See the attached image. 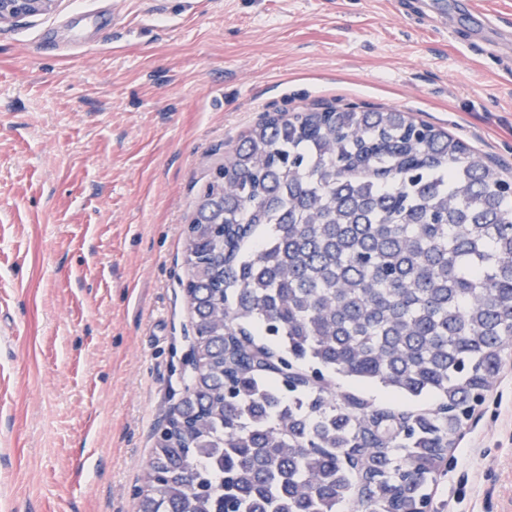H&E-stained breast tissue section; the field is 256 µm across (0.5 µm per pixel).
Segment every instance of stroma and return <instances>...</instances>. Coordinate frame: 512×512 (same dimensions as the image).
I'll return each mask as SVG.
<instances>
[{
    "mask_svg": "<svg viewBox=\"0 0 512 512\" xmlns=\"http://www.w3.org/2000/svg\"><path fill=\"white\" fill-rule=\"evenodd\" d=\"M493 39L395 0H56L0 26V512H137L193 372L186 227L264 115L398 108L512 177ZM430 492L512 512V347Z\"/></svg>",
    "mask_w": 512,
    "mask_h": 512,
    "instance_id": "stroma-1",
    "label": "stroma"
}]
</instances>
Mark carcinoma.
Wrapping results in <instances>:
<instances>
[{
	"mask_svg": "<svg viewBox=\"0 0 512 512\" xmlns=\"http://www.w3.org/2000/svg\"><path fill=\"white\" fill-rule=\"evenodd\" d=\"M184 261L194 375L138 512H430L512 345V179L396 108L282 112L213 174ZM336 390H350L358 391V393L369 402L377 406H384L387 404H397L404 408H427L431 407L434 402V397L426 396L421 399H409L403 396L395 395L389 397L385 394L383 389L377 384L358 385L353 379L336 375L335 380Z\"/></svg>",
	"mask_w": 512,
	"mask_h": 512,
	"instance_id": "obj_1",
	"label": "carcinoma"
}]
</instances>
